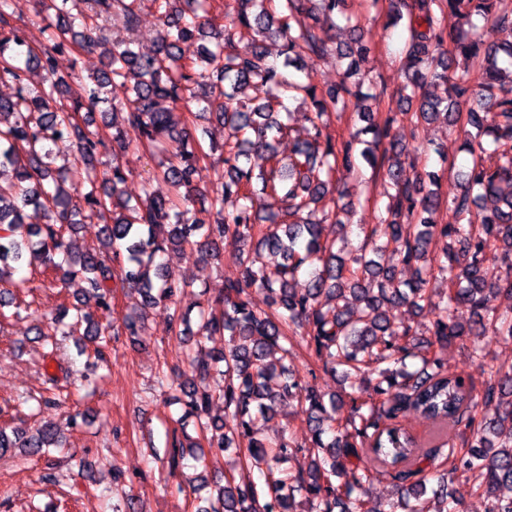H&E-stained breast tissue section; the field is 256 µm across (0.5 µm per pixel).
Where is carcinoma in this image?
<instances>
[{
	"instance_id": "obj_1",
	"label": "carcinoma",
	"mask_w": 512,
	"mask_h": 512,
	"mask_svg": "<svg viewBox=\"0 0 512 512\" xmlns=\"http://www.w3.org/2000/svg\"><path fill=\"white\" fill-rule=\"evenodd\" d=\"M213 0H151L162 26L150 50L111 43L105 22L123 12L134 27L139 0H38L37 17L47 33L34 51L10 25V0H0V80L15 85L0 95V309L9 307L29 279L26 268L70 281L79 278L102 315L112 317L114 288L140 296V311L115 325L104 324L76 303L60 307L44 338L45 356H55L57 336H78L81 348L94 345L105 360L112 339L139 335L148 309L164 305L180 336L194 337L187 347L185 371L160 368L157 383L176 391L171 400L182 414L168 415L166 455L171 466L184 460L198 489L209 490V508L201 512H363L356 492L380 473L393 472L401 510L389 512H461L448 494V478L462 477L489 499L486 512H512V370L489 373L480 394L469 374H450L440 352L461 336H511L512 317L497 314L493 302L512 298V263L490 284L483 264L499 250L512 255V44H487L478 21L512 32V15L496 11L497 0H389L391 22L408 20L404 69L407 82L402 115L412 123L443 119L462 136L460 148L472 157L461 192L440 217V176L433 171L406 175L405 149L391 136L393 119L364 105L376 95L342 83L325 91L310 79L292 81L287 69L305 58L333 51L303 19V0H235L225 29L209 26ZM330 27L334 16L349 24L350 41L335 49L349 60L345 75L357 71L375 48L371 36L352 22L346 0H317ZM451 13L458 19L444 26ZM251 36L243 51L235 35ZM206 41L198 57L180 44L195 36ZM268 38L281 41L283 62H270ZM97 51L101 68L70 80L56 77V55L69 49ZM460 54L472 69H450ZM43 73L36 84L28 74ZM445 85L448 96L429 88ZM257 85L274 91L246 106L241 91ZM118 86L122 96H112ZM310 101L312 129L296 138L288 161L274 142L291 135L292 112L286 101ZM469 105L459 111L460 103ZM112 113V164L103 171L100 150L106 140L80 120L99 105ZM353 105L365 126L336 141L322 131V116ZM224 128L220 146L189 138L195 118ZM371 135V140L361 136ZM69 141L72 159L56 164L52 146ZM161 156L162 177L174 189L155 193L153 178L141 180L134 200L123 197L126 174L120 158L130 148ZM265 154L266 168L254 173L249 152ZM366 163L394 192L372 203L375 224L367 233L373 256L345 258L335 241L323 238L322 221L311 216L327 196L343 198L347 178ZM212 170L209 189L194 181ZM43 212L45 223H25L28 207ZM100 224L101 248L78 250L71 242L76 225ZM232 237L242 244L239 271L224 280V294L197 302L198 320L178 306L187 284L164 256L190 249L198 259L218 257L219 244ZM391 251L397 264L379 256ZM310 269L308 287L292 288L299 272ZM440 278L446 288L431 287ZM267 293V305L254 307L250 289ZM438 317L420 337L406 314L432 303ZM467 308L477 320L458 323L452 314ZM229 336L216 353L206 341ZM302 340L325 371L342 368L346 377L366 384L345 397L325 395L304 381L295 365L294 342ZM281 356L268 361L274 352ZM421 367L411 370L407 360ZM224 414L214 415V400ZM292 402L305 414L310 431L302 446L281 437L260 436L259 424ZM493 408L475 421L478 406ZM431 424L439 440L462 423L470 427L466 447L448 452V466L432 464L433 451L391 423L405 409ZM193 422L196 437L186 432ZM75 417L44 423L32 431L0 427V456L20 448L29 457L67 445L65 431ZM209 451H232L236 465L220 479L205 468ZM300 452L306 466L287 464ZM506 489L508 496L496 495Z\"/></svg>"
}]
</instances>
